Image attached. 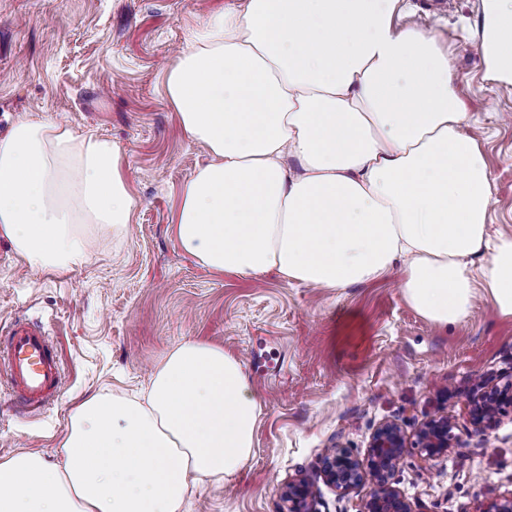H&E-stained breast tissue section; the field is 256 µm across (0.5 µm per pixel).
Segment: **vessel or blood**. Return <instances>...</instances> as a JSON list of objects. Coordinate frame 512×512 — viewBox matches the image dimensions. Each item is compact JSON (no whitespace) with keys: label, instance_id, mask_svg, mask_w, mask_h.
Here are the masks:
<instances>
[{"label":"vessel or blood","instance_id":"obj_1","mask_svg":"<svg viewBox=\"0 0 512 512\" xmlns=\"http://www.w3.org/2000/svg\"><path fill=\"white\" fill-rule=\"evenodd\" d=\"M0 370L6 373L10 406L19 412L49 406L63 388L58 347L42 326L24 319L0 331Z\"/></svg>","mask_w":512,"mask_h":512}]
</instances>
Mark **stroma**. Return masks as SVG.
I'll return each instance as SVG.
<instances>
[{"mask_svg":"<svg viewBox=\"0 0 512 512\" xmlns=\"http://www.w3.org/2000/svg\"><path fill=\"white\" fill-rule=\"evenodd\" d=\"M225 0H0V136L45 114L124 150L135 201L120 235L98 234L75 271L21 266L0 242V326L22 317L57 343L66 384L42 410L18 414L0 390V458L53 457L69 413L94 393L131 396L187 339L224 346L246 366L262 405L250 460L228 481L190 495L185 512H287L303 478L316 512H357L368 489L327 484L324 449L364 455L380 423L408 446L393 476L413 512H481V490L512 493V409L481 431L463 405L481 376L512 375V318L477 294L471 316L438 326L404 299L400 272L347 288L206 270L172 232L181 185L206 163L182 129L164 77L190 20ZM480 0H403L398 27H435L492 177V230L512 227V87L489 88L473 49ZM454 416L456 439L429 460L414 443L431 418Z\"/></svg>","mask_w":512,"mask_h":512,"instance_id":"1","label":"stroma"}]
</instances>
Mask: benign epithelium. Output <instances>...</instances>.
I'll use <instances>...</instances> for the list:
<instances>
[{
	"instance_id": "obj_1",
	"label": "benign epithelium",
	"mask_w": 512,
	"mask_h": 512,
	"mask_svg": "<svg viewBox=\"0 0 512 512\" xmlns=\"http://www.w3.org/2000/svg\"><path fill=\"white\" fill-rule=\"evenodd\" d=\"M481 391L470 397L465 411L471 422L480 429L496 425L505 406H512V378L502 381L484 378ZM455 419L444 415L430 419L418 433L417 447L429 460L447 452L454 439ZM404 436L394 422L381 423L372 435L367 455L358 458L342 448H327L322 455V474L325 481L341 491L367 484L369 492L359 512H412L402 493L391 482L401 459ZM314 493L305 479L288 482L284 500L288 512H315ZM486 507L481 512H512V495L506 496L490 488L486 492Z\"/></svg>"
}]
</instances>
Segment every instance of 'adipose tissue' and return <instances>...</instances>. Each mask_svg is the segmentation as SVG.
<instances>
[{
	"label": "adipose tissue",
	"mask_w": 512,
	"mask_h": 512,
	"mask_svg": "<svg viewBox=\"0 0 512 512\" xmlns=\"http://www.w3.org/2000/svg\"><path fill=\"white\" fill-rule=\"evenodd\" d=\"M402 0H231L201 15L165 92L209 155L173 218L184 254L243 278L346 288L403 269L405 300L445 326L483 286L512 317V231L490 233L492 181L432 29H397ZM489 87L512 86V0H481ZM123 151L43 115L0 137V241L26 266L92 261L91 227L121 231ZM261 405L244 363L196 339L138 398L75 406L55 459H0V512H182L192 489L249 461Z\"/></svg>",
	"instance_id": "adipose-tissue-1"
}]
</instances>
